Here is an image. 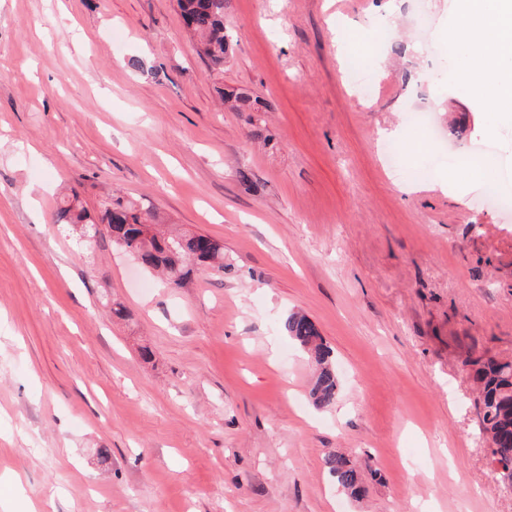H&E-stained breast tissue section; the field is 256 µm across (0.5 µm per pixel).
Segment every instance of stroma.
Instances as JSON below:
<instances>
[{
    "label": "stroma",
    "instance_id": "1",
    "mask_svg": "<svg viewBox=\"0 0 512 512\" xmlns=\"http://www.w3.org/2000/svg\"><path fill=\"white\" fill-rule=\"evenodd\" d=\"M454 0H228L209 74L176 0H0V477L15 512H512L465 351L512 358V125L439 37ZM389 22V40L353 26ZM362 58L363 99L344 64ZM158 68L156 79L130 60ZM244 88L266 112L218 110ZM432 112L466 166L433 157ZM420 140L393 177L382 142ZM113 196L224 245L182 288L56 223ZM128 316H113L111 306ZM333 350L309 398L289 313ZM152 352L150 360L141 348ZM110 451L101 461L99 449ZM353 456L363 499L325 466ZM283 329L288 337L309 355L314 367V379L309 391L313 405L330 410L336 405L339 394L332 350L324 342L317 325L306 315L291 313Z\"/></svg>",
    "mask_w": 512,
    "mask_h": 512
}]
</instances>
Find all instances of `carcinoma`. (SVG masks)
I'll return each instance as SVG.
<instances>
[{
    "instance_id": "cac0c4a2",
    "label": "carcinoma",
    "mask_w": 512,
    "mask_h": 512,
    "mask_svg": "<svg viewBox=\"0 0 512 512\" xmlns=\"http://www.w3.org/2000/svg\"><path fill=\"white\" fill-rule=\"evenodd\" d=\"M185 29L197 40L199 56L212 72H224L229 62L233 38L225 19L227 0H176ZM240 112H264L271 103L242 90L230 94ZM156 215L148 208L128 203L116 197L103 205L101 222L106 224L102 237L112 245L130 253L146 270L161 272L168 282L182 287L191 279L193 267L208 266L224 271V245L202 233H171L153 230L149 236L144 228L153 224ZM59 224H91L85 207L74 194L62 200L57 209ZM283 329L288 337L309 355L314 367V379L309 391L313 405L330 410L339 394L332 350L324 342L317 325L306 315L291 313ZM463 364L478 388L475 406L480 433L488 443L492 462L500 469L499 481L512 485V360L484 359L466 354ZM329 474L348 497L361 498L365 479L358 466L339 452L325 459Z\"/></svg>"
}]
</instances>
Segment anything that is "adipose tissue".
<instances>
[{
    "label": "adipose tissue",
    "mask_w": 512,
    "mask_h": 512,
    "mask_svg": "<svg viewBox=\"0 0 512 512\" xmlns=\"http://www.w3.org/2000/svg\"><path fill=\"white\" fill-rule=\"evenodd\" d=\"M446 34L452 51L479 62L474 97L488 110L512 112V0H459Z\"/></svg>",
    "instance_id": "ef3b65f1"
}]
</instances>
